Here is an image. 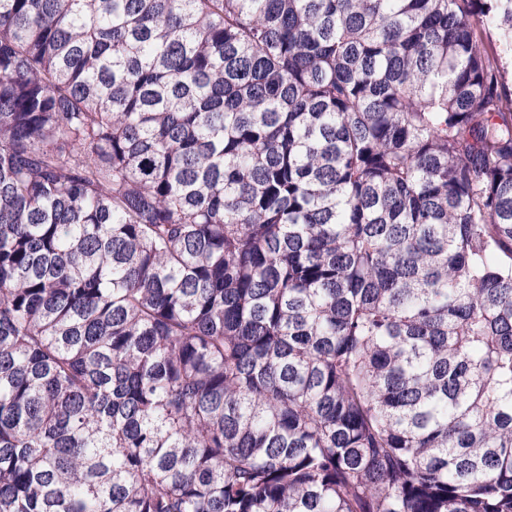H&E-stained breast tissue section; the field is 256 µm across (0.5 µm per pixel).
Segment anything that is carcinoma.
I'll return each mask as SVG.
<instances>
[{
	"mask_svg": "<svg viewBox=\"0 0 512 512\" xmlns=\"http://www.w3.org/2000/svg\"><path fill=\"white\" fill-rule=\"evenodd\" d=\"M0 512H512V0H0Z\"/></svg>",
	"mask_w": 512,
	"mask_h": 512,
	"instance_id": "carcinoma-1",
	"label": "carcinoma"
}]
</instances>
